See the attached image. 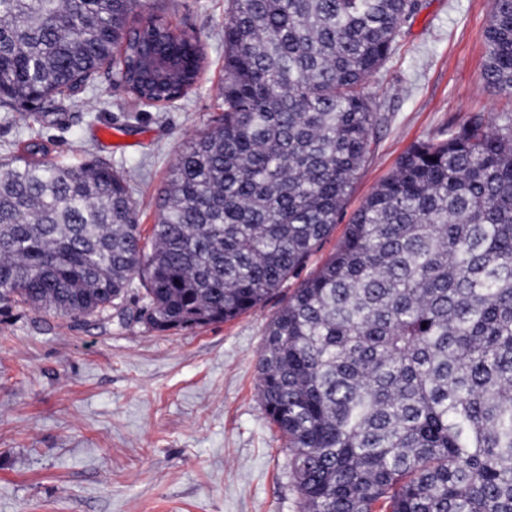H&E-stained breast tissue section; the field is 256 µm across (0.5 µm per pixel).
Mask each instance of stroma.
I'll list each match as a JSON object with an SVG mask.
<instances>
[{
  "instance_id": "obj_1",
  "label": "stroma",
  "mask_w": 512,
  "mask_h": 512,
  "mask_svg": "<svg viewBox=\"0 0 512 512\" xmlns=\"http://www.w3.org/2000/svg\"><path fill=\"white\" fill-rule=\"evenodd\" d=\"M366 83L385 117L339 222L309 268L336 249L352 213L415 142L477 113L492 124L512 97L483 88L490 0H421ZM226 0H146L200 37L198 87L163 109L135 105L107 73L41 127L54 162L94 154L133 179L139 222L179 152L224 108ZM275 298L205 328L158 331L106 314L89 321L27 307L0 316V512H301L283 440L257 389Z\"/></svg>"
}]
</instances>
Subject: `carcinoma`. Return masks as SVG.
<instances>
[{
	"instance_id": "carcinoma-1",
	"label": "carcinoma",
	"mask_w": 512,
	"mask_h": 512,
	"mask_svg": "<svg viewBox=\"0 0 512 512\" xmlns=\"http://www.w3.org/2000/svg\"><path fill=\"white\" fill-rule=\"evenodd\" d=\"M143 0H0V107L62 101L100 69L139 105L184 97L196 35L130 25ZM418 0H228L224 112L137 224L128 176L0 160V314L112 309L160 331L231 322L281 293L335 228L384 121L364 92ZM487 88L512 93V0H491ZM184 61L138 79L148 43ZM258 388L302 512H512V117L419 141L265 331Z\"/></svg>"
}]
</instances>
